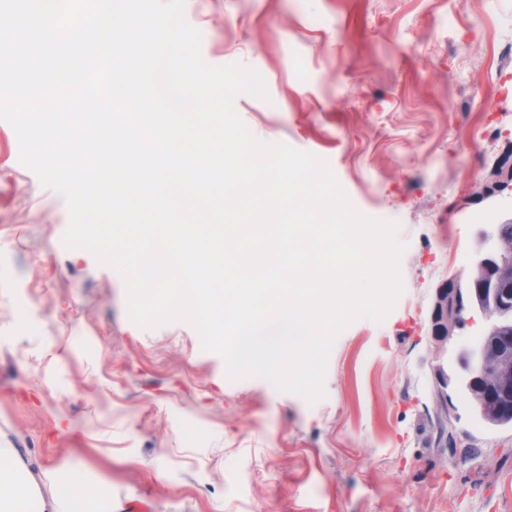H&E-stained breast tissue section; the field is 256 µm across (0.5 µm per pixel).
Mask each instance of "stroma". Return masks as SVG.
Returning <instances> with one entry per match:
<instances>
[{"label":"stroma","mask_w":512,"mask_h":512,"mask_svg":"<svg viewBox=\"0 0 512 512\" xmlns=\"http://www.w3.org/2000/svg\"><path fill=\"white\" fill-rule=\"evenodd\" d=\"M212 65L263 76L235 109L328 161L397 221L403 291L331 351L324 399L230 381L184 323L144 330L117 272L62 242L64 197L0 121V446L36 479L79 474L117 512H512V428L451 391L435 408L436 288L465 278L512 159V0H184Z\"/></svg>","instance_id":"35a3bbf8"}]
</instances>
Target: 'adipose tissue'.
<instances>
[{
	"instance_id": "ef3b65f1",
	"label": "adipose tissue",
	"mask_w": 512,
	"mask_h": 512,
	"mask_svg": "<svg viewBox=\"0 0 512 512\" xmlns=\"http://www.w3.org/2000/svg\"><path fill=\"white\" fill-rule=\"evenodd\" d=\"M0 512H112V500L75 479L36 482L13 448H0Z\"/></svg>"
}]
</instances>
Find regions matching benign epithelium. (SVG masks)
<instances>
[{
	"instance_id": "benign-epithelium-1",
	"label": "benign epithelium",
	"mask_w": 512,
	"mask_h": 512,
	"mask_svg": "<svg viewBox=\"0 0 512 512\" xmlns=\"http://www.w3.org/2000/svg\"><path fill=\"white\" fill-rule=\"evenodd\" d=\"M494 268L497 278L475 289L467 301H461L458 288L444 284L436 290L430 314L431 338L438 354L447 349L464 310L480 315L485 325L480 339L457 349V364L465 374L463 381L482 383L473 398L482 415L493 420L512 400V304L503 300L501 287L512 283V246L497 234V225L487 224L478 236L473 250L467 282L483 278ZM436 408L442 419H448V374L444 367L436 369Z\"/></svg>"
}]
</instances>
